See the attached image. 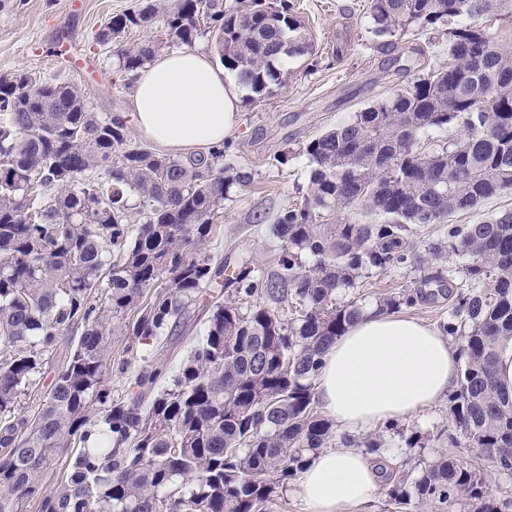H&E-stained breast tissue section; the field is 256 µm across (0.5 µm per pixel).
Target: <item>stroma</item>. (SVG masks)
<instances>
[{
	"instance_id": "1",
	"label": "stroma",
	"mask_w": 512,
	"mask_h": 512,
	"mask_svg": "<svg viewBox=\"0 0 512 512\" xmlns=\"http://www.w3.org/2000/svg\"><path fill=\"white\" fill-rule=\"evenodd\" d=\"M287 3L303 27L307 49L282 66L272 95L241 99L226 159L251 172L252 182L225 202L216 232L199 247L216 262L250 258L255 269L265 273L275 269L281 251L272 232L275 218L308 181L302 144L414 79L410 73L395 74L379 53L369 24L370 0ZM144 4L145 0H0V73L54 75L81 87L93 111H129L134 75L120 70V52L148 40L161 41L167 52L176 45L166 41L157 24L132 29L108 43L99 42L98 34L113 15ZM282 152L288 155L283 165L276 161ZM257 213L263 214V223H254ZM440 234L436 224L421 228L410 266L364 280L346 291V298L372 307L383 294L419 287L424 278L447 271L448 262L435 261L429 250ZM189 316L185 337L163 334L132 348L126 336L113 335L102 376L113 398H128L136 376L156 363L177 369L194 337L206 331L204 303L191 305ZM413 433L420 437L415 447L406 442ZM449 435L448 401L443 398L383 430L382 456L391 464L421 469L441 455H452L483 474L495 496L512 497V480L498 476L493 463L476 450L454 446Z\"/></svg>"
}]
</instances>
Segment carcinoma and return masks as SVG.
Segmentation results:
<instances>
[{"label":"carcinoma","instance_id":"cac0c4a2","mask_svg":"<svg viewBox=\"0 0 512 512\" xmlns=\"http://www.w3.org/2000/svg\"><path fill=\"white\" fill-rule=\"evenodd\" d=\"M458 17L470 22L449 26ZM370 21L384 52L413 27L445 32L448 63L303 145L306 189L272 228L279 270L257 276L242 261L177 374L145 370L119 402L102 385L112 335L132 347L164 329L188 333L189 307L224 274L198 247L251 175L224 164L222 146L189 160L151 151L120 118L92 111L74 83L0 75V512L30 502L37 512H268L306 453L338 439L315 410L313 382L323 351L362 308L337 294L409 265L429 224L444 227L432 257L462 274L458 284L433 279L448 291L443 327L463 359L448 419L512 477V391L495 373L512 343V210L449 223L512 191V0H371ZM154 22L182 45L210 35L224 68L259 97L307 49L280 0L232 11L219 0H148L113 16L100 39ZM496 22L507 30L490 32ZM158 51L141 43L121 53L119 68L135 71ZM448 128L461 137L440 149L421 143ZM163 278L171 287L141 304ZM419 295L404 289L376 306L394 312ZM79 327L29 415L21 399L40 389L59 340ZM338 440L381 448L379 434ZM71 446L67 471L50 479ZM388 497L398 512L512 508L448 455L412 486L402 472Z\"/></svg>","mask_w":512,"mask_h":512}]
</instances>
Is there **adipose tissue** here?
Masks as SVG:
<instances>
[{
	"label": "adipose tissue",
	"instance_id": "obj_1",
	"mask_svg": "<svg viewBox=\"0 0 512 512\" xmlns=\"http://www.w3.org/2000/svg\"><path fill=\"white\" fill-rule=\"evenodd\" d=\"M240 89L207 53L160 54L137 70L129 120L146 140L184 157L207 153L235 128ZM460 356L439 330L367 309L321 356L317 399L347 435L434 403L457 379ZM386 467L354 447L310 453L298 478L303 512L369 504Z\"/></svg>",
	"mask_w": 512,
	"mask_h": 512
}]
</instances>
